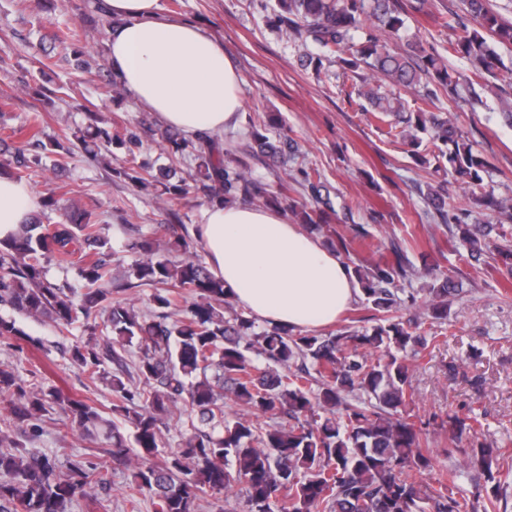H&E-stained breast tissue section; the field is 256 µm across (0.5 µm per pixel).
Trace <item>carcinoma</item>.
Here are the masks:
<instances>
[{"instance_id": "obj_1", "label": "carcinoma", "mask_w": 512, "mask_h": 512, "mask_svg": "<svg viewBox=\"0 0 512 512\" xmlns=\"http://www.w3.org/2000/svg\"><path fill=\"white\" fill-rule=\"evenodd\" d=\"M462 14L452 13L442 26L451 31L448 52L460 55L474 76L469 93L463 75L416 35L404 34L406 17L422 13L428 0H275L269 22L285 36L315 53L298 56L303 69L320 70L336 63L344 78L353 79L348 99L363 100L362 110L383 121L394 117V137L411 148L422 165L450 168L467 185L471 206H448L443 186L427 185L426 215L448 225L467 254L471 267L494 262L512 277V245L505 224H488L484 211L496 210L512 220V198H497L487 188L486 159L473 150L451 112H433L441 97L455 108L481 101L475 81L495 78L504 70L499 53L512 46V22L492 8L490 0H461ZM401 42L389 47L386 38ZM416 89L422 107L406 108L401 91ZM43 117L35 113L16 126L0 128V153L11 154L20 182L31 174L64 166L45 142ZM87 153L112 144L134 155L136 132L121 136L91 123L76 137ZM171 156L188 152L195 161L191 181L177 177L171 166L154 174L146 163L139 171L119 175L145 189L165 186L169 211L191 193L210 196L222 189L226 204L249 198L278 206L287 198L294 178L284 174L278 190L252 175L240 161L215 155V146L189 143L177 132L164 137ZM253 156L269 160L293 157L295 140L286 132L272 139L255 128L246 145ZM300 185L312 202L297 200L289 210L307 228L323 231L336 210L318 170H300ZM45 211L15 232L0 238V307L15 316H0V342L32 337L18 318L49 321L68 332L83 321L86 340L74 345L68 360L82 374L91 394L104 385L112 395L113 414L133 427L125 434L105 416L103 406L46 387L30 372L24 380L14 366L0 361V403L13 421L27 426V437L40 436L42 417L57 409L59 432L78 430L99 448L72 455L66 448L52 454L28 449L16 438L0 434V512H70L88 495L112 482L114 466L137 459L123 496V512H141L149 501L154 512H199L209 498L241 487L242 512H499L501 484L492 494L473 497L453 491L461 472L451 469L428 489L420 480L430 466L427 434L404 416L414 401L406 391L414 359L435 346L436 337L417 332L395 316L405 289L398 283L413 273L401 248L392 261L360 263L354 274L361 294L376 312L369 329H345L332 336L285 326L263 327L245 313L225 317L230 306L224 281L215 278L199 255L187 254V243L173 224L174 238L166 252L140 233L128 234L124 250L138 256L122 276L112 275V251L96 215L63 203L55 192L41 200ZM61 213L52 228L47 213ZM74 275L52 279L49 265ZM465 278H434L422 289L423 306L434 318L448 314V302L460 296ZM150 286L152 309L140 314L127 292ZM247 406L254 419H227L224 389ZM186 415L179 448L162 450L160 416ZM265 422H259V419ZM448 427V454L459 453L487 474L493 450L478 441L476 416L450 414L439 422ZM503 503V502H501ZM508 506V503H503Z\"/></svg>"}]
</instances>
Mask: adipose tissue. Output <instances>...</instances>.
<instances>
[{"label":"adipose tissue","mask_w":512,"mask_h":512,"mask_svg":"<svg viewBox=\"0 0 512 512\" xmlns=\"http://www.w3.org/2000/svg\"><path fill=\"white\" fill-rule=\"evenodd\" d=\"M113 76L165 126L223 144L242 102L234 60L200 25L164 16L159 0H104ZM37 197L0 175V237L28 223ZM209 271L252 317L294 329L334 324L359 288L346 263L279 209L213 203L195 229Z\"/></svg>","instance_id":"adipose-tissue-1"}]
</instances>
